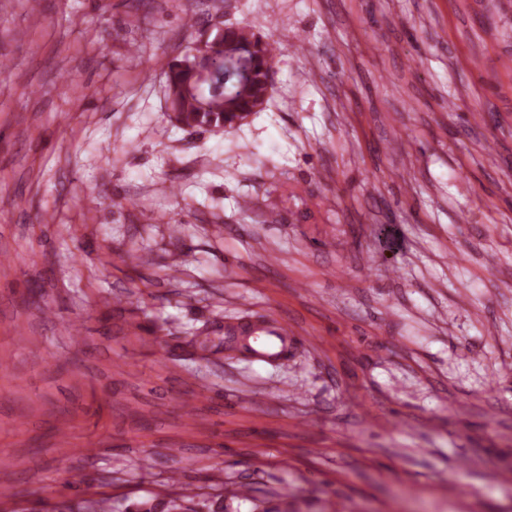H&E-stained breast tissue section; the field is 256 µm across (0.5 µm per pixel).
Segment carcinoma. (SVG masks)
I'll list each match as a JSON object with an SVG mask.
<instances>
[{
	"instance_id": "cac0c4a2",
	"label": "carcinoma",
	"mask_w": 512,
	"mask_h": 512,
	"mask_svg": "<svg viewBox=\"0 0 512 512\" xmlns=\"http://www.w3.org/2000/svg\"><path fill=\"white\" fill-rule=\"evenodd\" d=\"M216 38L224 43V49L200 60L185 57L172 63L165 89L184 85L194 89L174 101L183 126H209L230 132L238 127L236 113L249 110L255 99L270 95V65L283 49L253 27L226 25ZM198 70L208 74L200 84L196 79ZM195 499L190 492L167 503L148 499L132 503L127 512H198ZM52 512H112V504L107 499H70L57 503Z\"/></svg>"
}]
</instances>
